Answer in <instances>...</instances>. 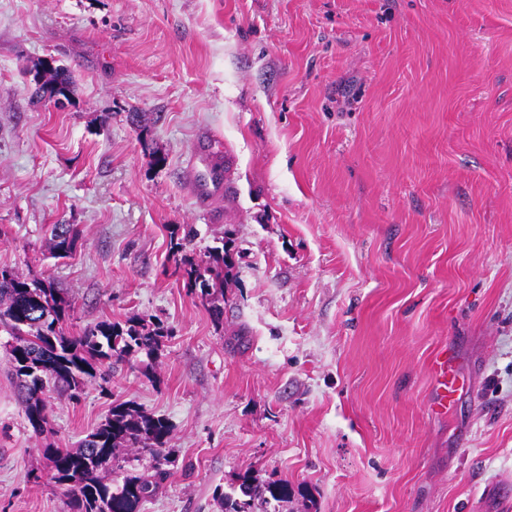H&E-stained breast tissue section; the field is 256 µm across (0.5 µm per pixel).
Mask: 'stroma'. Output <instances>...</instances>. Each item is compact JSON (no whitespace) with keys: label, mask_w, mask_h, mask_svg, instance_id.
<instances>
[{"label":"stroma","mask_w":512,"mask_h":512,"mask_svg":"<svg viewBox=\"0 0 512 512\" xmlns=\"http://www.w3.org/2000/svg\"><path fill=\"white\" fill-rule=\"evenodd\" d=\"M46 59L66 108L30 103ZM183 225L199 261L233 234L223 322L174 272ZM0 266L62 288L66 334L171 331L152 375L48 388L40 435L0 333V512H69L41 450L119 402L171 425L137 512H224L246 473L288 482L279 512H507L512 0H0ZM81 237L82 231L77 224H53L50 241L54 257H70ZM432 374L435 393L433 407L438 412L446 413L460 385L458 376L448 363L446 353L442 352L435 356L432 362Z\"/></svg>","instance_id":"1"}]
</instances>
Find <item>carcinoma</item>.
Segmentation results:
<instances>
[{"label": "carcinoma", "mask_w": 512, "mask_h": 512, "mask_svg": "<svg viewBox=\"0 0 512 512\" xmlns=\"http://www.w3.org/2000/svg\"><path fill=\"white\" fill-rule=\"evenodd\" d=\"M36 101L49 99L57 104L69 102L74 80L64 66L44 65L37 71ZM82 237L76 224H55L51 232V250L56 258L71 256ZM194 239L187 229L176 251L182 253L180 264L190 287L199 291L202 302L221 319L224 310L219 298L234 278L237 261L228 243L209 251L205 266L194 263L185 254ZM72 304L60 295L50 279L28 278L10 268H0V326L13 338L9 350L18 380L27 420L34 433H42L47 424L43 399L47 384L64 388L74 397L85 382L112 370V363L129 361L144 353L151 360L160 355L164 338L169 336L162 322L151 325L137 320L126 324L100 322L77 336L63 330ZM170 427L160 417L130 404L112 406L106 419L76 449H41L48 462L51 480L65 489L71 512H136L139 505L153 497L160 480L172 464L168 448ZM123 448H137L154 461L152 475H126L122 483L110 486L100 481L98 473L106 466L124 470ZM241 496L219 494L224 512H267L270 501L288 498V483L257 485L251 477H241Z\"/></svg>", "instance_id": "cac0c4a2"}]
</instances>
